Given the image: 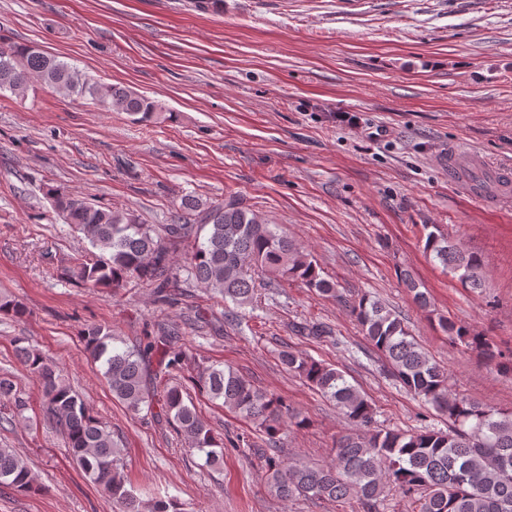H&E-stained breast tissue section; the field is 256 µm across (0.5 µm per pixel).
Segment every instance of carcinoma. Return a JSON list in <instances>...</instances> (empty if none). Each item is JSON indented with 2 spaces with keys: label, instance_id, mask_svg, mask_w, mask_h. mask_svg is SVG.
<instances>
[{
  "label": "carcinoma",
  "instance_id": "obj_1",
  "mask_svg": "<svg viewBox=\"0 0 512 512\" xmlns=\"http://www.w3.org/2000/svg\"><path fill=\"white\" fill-rule=\"evenodd\" d=\"M34 79L97 105L105 96L109 106L104 111L125 112L135 122L157 124L173 117L159 103L129 88L104 85L55 56L0 36V91L23 94ZM47 195L66 223L99 251L96 259L76 257L63 268L69 282L115 290L135 280L153 288L160 304L168 303L172 292L200 284L224 303L243 308L257 301L260 272L273 281H299L343 304L399 382L448 420L446 431L380 428L374 425L372 403L342 371L284 350L282 364L334 403L351 429L336 439L329 465L268 458L269 488L275 497L354 500L364 512H372L378 501L395 491L411 499L417 512H512V409L452 395L447 373L413 338L399 314L369 297L346 299L322 275L310 253L242 198L230 196L217 204L186 198L177 223L155 225L56 188L47 189ZM425 229L424 250L431 261L458 277L463 287L482 288L481 258L438 229L428 225ZM181 245L187 247L186 261L175 268L171 250ZM403 285L422 309H429V297L419 283L406 277ZM236 318V312L227 310L222 319L200 315L191 325L207 324L219 333ZM438 324L450 340L500 372L512 373V361L502 362V354L487 338L443 318ZM292 331L306 339L333 338L332 328L320 322L295 323ZM81 342L93 362L100 364L112 396L129 411L153 412L183 437L188 448L204 454L205 464L223 463L224 438L197 413L186 387L175 381L190 366L178 330L158 322L129 345L112 328L89 325ZM17 343L19 360L41 387L45 419L60 432L90 482L112 499L119 512H184L174 496L159 495L145 503L134 493L118 467L120 446L110 426L89 412L55 362L23 345L22 339ZM189 380L210 399L253 423L273 448L279 447L284 429L307 425L285 399L254 387L230 368L198 366ZM4 399L13 404L15 415L24 412L25 402L16 396L11 379L1 376L0 401ZM0 484L21 492L36 489L26 462L11 448H0Z\"/></svg>",
  "mask_w": 512,
  "mask_h": 512
}]
</instances>
